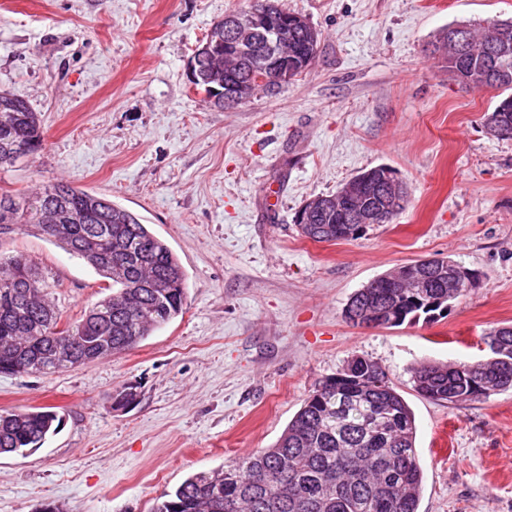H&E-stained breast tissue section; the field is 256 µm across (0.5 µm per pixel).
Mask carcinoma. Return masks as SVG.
<instances>
[{
  "label": "carcinoma",
  "mask_w": 512,
  "mask_h": 512,
  "mask_svg": "<svg viewBox=\"0 0 512 512\" xmlns=\"http://www.w3.org/2000/svg\"><path fill=\"white\" fill-rule=\"evenodd\" d=\"M507 30L512 45V19H492L483 26L462 24L467 44L461 56L448 54V33L439 32L428 45L429 56L443 64L448 78L468 90L512 89V53L506 59L508 79L492 73L487 60L496 51L498 33ZM294 41L295 76L313 63L319 41L298 26ZM206 39L208 49L195 53L197 88L224 97V20ZM494 136L512 139V95L483 116ZM43 146L41 114L26 101L0 91V168H14ZM368 204L385 208L378 220L389 224L407 197ZM322 206L297 225L301 236L315 242L354 239L364 232L345 220L349 201L337 194L321 196ZM23 227L39 230L67 254L83 260L109 282L108 290L88 312L61 323L62 314L47 299L48 282L31 258L0 257V371L28 366L39 375L74 367L53 354L66 342L75 357H88L94 343L103 351L95 363L131 350L156 330L184 313L185 270L169 245L141 218L107 195L67 181L32 190L0 189V234ZM428 269L429 287L387 288L384 276L357 290L343 317L351 322L366 309L389 310L391 323L434 322L471 288L448 287L458 266L451 257L409 266ZM487 343L499 350L495 362H423L411 370L414 391L436 402L460 405L512 389V325L493 327ZM56 413L31 410L0 413V454H20L40 447L57 430ZM423 470L416 450L412 411L386 371L375 361L354 356L336 375L319 383L271 448L224 460L199 471L161 496L153 512H418Z\"/></svg>",
  "instance_id": "cac0c4a2"
}]
</instances>
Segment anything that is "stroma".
Masks as SVG:
<instances>
[{
  "instance_id": "stroma-1",
  "label": "stroma",
  "mask_w": 512,
  "mask_h": 512,
  "mask_svg": "<svg viewBox=\"0 0 512 512\" xmlns=\"http://www.w3.org/2000/svg\"><path fill=\"white\" fill-rule=\"evenodd\" d=\"M322 32L307 72L221 109L188 66L212 25L252 0H0V90L40 112L42 150L0 188L60 179L139 215L178 255L183 315L137 347L48 376L0 374V410L46 407L59 431L0 456V512H152L190 473L271 447L351 355L378 362L410 406L418 512H512V391L459 406L412 388L422 362L479 360L512 325V139L502 97L449 81L425 49L442 29L512 18V0H281ZM408 202L389 224L317 243L310 199L376 166ZM49 278L67 320L107 282L36 229L0 235ZM450 257L480 284L446 317L347 323L350 296L396 265ZM133 389L136 401L114 404ZM483 120L493 136L512 139V95L503 98L492 112L485 113Z\"/></svg>"
}]
</instances>
